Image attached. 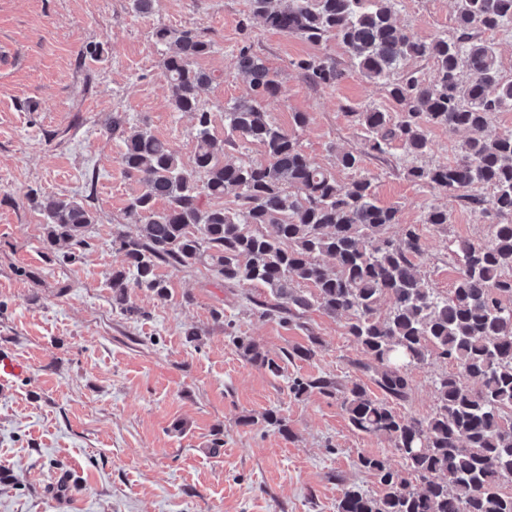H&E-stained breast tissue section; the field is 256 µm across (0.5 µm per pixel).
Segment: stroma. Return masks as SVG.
Wrapping results in <instances>:
<instances>
[{"label": "stroma", "instance_id": "1", "mask_svg": "<svg viewBox=\"0 0 512 512\" xmlns=\"http://www.w3.org/2000/svg\"><path fill=\"white\" fill-rule=\"evenodd\" d=\"M249 11V0H155L146 14L134 13L129 0H0V358L26 365L0 379V512H336L347 485L380 490L358 468L359 455L401 465L386 438L349 425L341 400L298 398L289 389L293 378L316 376L371 386L362 369L370 358L348 336L345 319L315 308L299 321L261 317L255 303L265 290L225 284L201 262L160 264L168 296L130 289L137 315L112 304L109 275L125 263L113 240L135 234L126 206L143 189L120 163L113 117L146 127L184 163L195 151L193 115L169 104L153 37L160 27L212 41L197 66L213 77L201 103L220 141L225 104L249 91L234 62L241 44L251 43L281 82L267 112L338 179L371 178L379 204L400 209L389 236L416 225L417 265L430 288L443 295L452 288L458 241L488 237L481 213L405 176L418 163H454L459 135L428 128L420 158L396 143L384 157L366 154L348 110L395 111L384 85L363 77L337 41L315 46L258 19L241 31ZM393 17L422 40L455 34V0H395ZM91 43L103 45L101 60L85 57ZM315 53L343 69L336 86H313L294 68ZM298 112L308 116L301 128ZM342 151L361 153L358 170L337 167ZM33 190L86 200L96 222L84 248H45L43 217L28 199ZM433 207L447 209L445 229L425 223ZM189 326L198 339L185 336ZM312 334L321 340L315 356L284 363L276 377L231 342L250 338L277 358ZM448 369L435 356L410 367V396L396 411L430 415L434 381ZM271 409L288 433L261 423ZM247 416L256 425L242 426Z\"/></svg>", "mask_w": 512, "mask_h": 512}]
</instances>
